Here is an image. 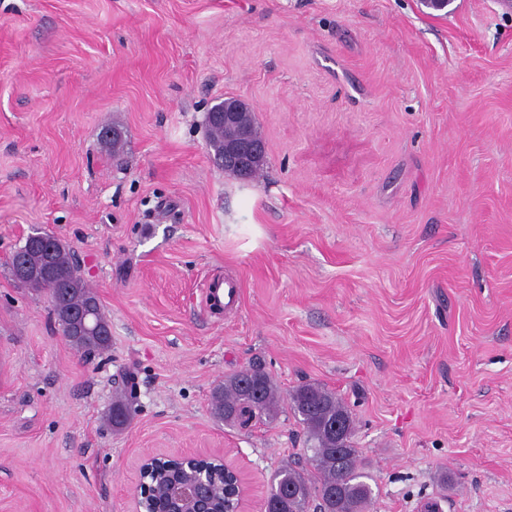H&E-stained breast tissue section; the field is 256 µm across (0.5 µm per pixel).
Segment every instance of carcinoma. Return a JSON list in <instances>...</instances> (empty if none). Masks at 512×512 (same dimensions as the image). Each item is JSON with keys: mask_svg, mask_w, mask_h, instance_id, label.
I'll use <instances>...</instances> for the list:
<instances>
[{"mask_svg": "<svg viewBox=\"0 0 512 512\" xmlns=\"http://www.w3.org/2000/svg\"><path fill=\"white\" fill-rule=\"evenodd\" d=\"M207 131L214 159L224 158V129L209 123ZM10 273L21 285L46 293L63 336L77 350L90 356L109 346V321L70 247L47 233L28 236L12 255ZM289 399L308 439L314 442L311 462L317 476L309 478L290 465L280 468L271 478L265 512H310L312 508L316 512H368L372 489L362 481L363 466L352 441V413L335 393L318 384L298 387ZM280 402L276 385L260 368L230 376L212 395L215 415L242 425L275 412ZM109 420L113 427H123L129 420L128 405L114 401ZM338 421L344 424L341 438L332 431ZM162 478L161 474L149 476L156 493L145 499L147 512L165 509Z\"/></svg>", "mask_w": 512, "mask_h": 512, "instance_id": "cac0c4a2", "label": "carcinoma"}]
</instances>
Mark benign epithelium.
<instances>
[{"instance_id": "benign-epithelium-1", "label": "benign epithelium", "mask_w": 512, "mask_h": 512, "mask_svg": "<svg viewBox=\"0 0 512 512\" xmlns=\"http://www.w3.org/2000/svg\"><path fill=\"white\" fill-rule=\"evenodd\" d=\"M247 110L238 100H226L214 109L216 121L224 124L226 147L224 165L245 170L252 164L262 160L264 145L252 139L248 130L237 124V113ZM176 460L185 467L187 477L171 480L166 487V496L171 512H213L216 504L209 492L210 483L217 481V474L200 467V464L216 465L224 471V512H242L244 488L241 476L235 468L224 463L220 457H205L194 454H183L175 458L157 456L146 460L140 469L141 483L139 505L149 495V483L146 481L148 469Z\"/></svg>"}]
</instances>
